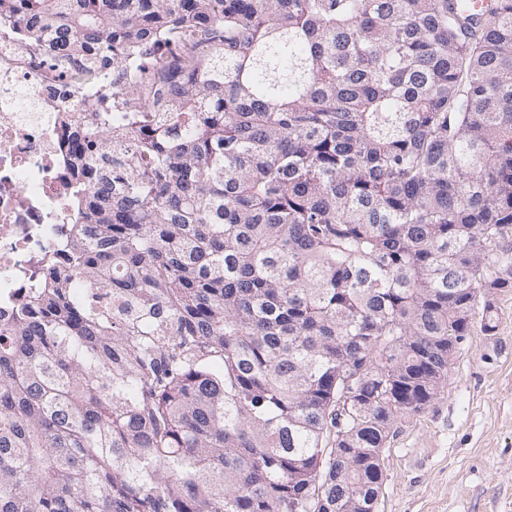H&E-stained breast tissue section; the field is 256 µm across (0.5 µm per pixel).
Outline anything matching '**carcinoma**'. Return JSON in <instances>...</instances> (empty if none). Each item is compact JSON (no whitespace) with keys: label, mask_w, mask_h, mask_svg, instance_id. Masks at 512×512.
I'll return each mask as SVG.
<instances>
[{"label":"carcinoma","mask_w":512,"mask_h":512,"mask_svg":"<svg viewBox=\"0 0 512 512\" xmlns=\"http://www.w3.org/2000/svg\"><path fill=\"white\" fill-rule=\"evenodd\" d=\"M14 13L88 94L72 260L0 323V512H375L512 288V0Z\"/></svg>","instance_id":"1"}]
</instances>
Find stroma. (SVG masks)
I'll return each mask as SVG.
<instances>
[{
  "mask_svg": "<svg viewBox=\"0 0 512 512\" xmlns=\"http://www.w3.org/2000/svg\"><path fill=\"white\" fill-rule=\"evenodd\" d=\"M494 335L473 325L448 385L394 424L377 512H512V291Z\"/></svg>",
  "mask_w": 512,
  "mask_h": 512,
  "instance_id": "obj_1",
  "label": "stroma"
}]
</instances>
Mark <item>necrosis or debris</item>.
<instances>
[{
  "label": "necrosis or debris",
  "instance_id": "necrosis-or-debris-1",
  "mask_svg": "<svg viewBox=\"0 0 512 512\" xmlns=\"http://www.w3.org/2000/svg\"><path fill=\"white\" fill-rule=\"evenodd\" d=\"M20 16L0 19V320L65 258L74 182L61 130L84 94L43 63L44 37L25 40Z\"/></svg>",
  "mask_w": 512,
  "mask_h": 512
}]
</instances>
